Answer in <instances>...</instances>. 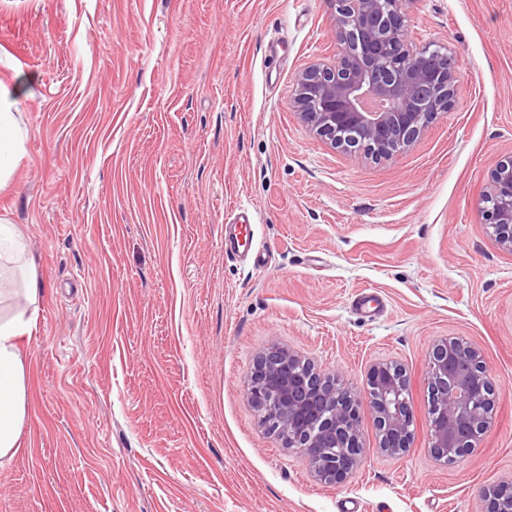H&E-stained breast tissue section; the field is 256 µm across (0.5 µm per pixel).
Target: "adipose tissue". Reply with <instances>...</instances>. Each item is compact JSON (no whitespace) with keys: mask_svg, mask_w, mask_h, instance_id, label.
<instances>
[{"mask_svg":"<svg viewBox=\"0 0 512 512\" xmlns=\"http://www.w3.org/2000/svg\"><path fill=\"white\" fill-rule=\"evenodd\" d=\"M25 130L12 110V92L0 81V185L6 173L23 156ZM40 291L35 276L24 286L0 273V299H9L0 309V461L12 459L19 450L22 428L29 411L28 366L25 338L35 327Z\"/></svg>","mask_w":512,"mask_h":512,"instance_id":"1","label":"adipose tissue"}]
</instances>
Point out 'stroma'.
<instances>
[{
	"mask_svg": "<svg viewBox=\"0 0 512 512\" xmlns=\"http://www.w3.org/2000/svg\"><path fill=\"white\" fill-rule=\"evenodd\" d=\"M332 0H0V79L25 153L0 188L42 291L29 418L0 512H485L512 481V252L478 210L512 154V0H417L457 98L407 152L333 149L288 108L336 52ZM254 215L263 267L225 252ZM378 299L357 313L360 291ZM460 337L496 403L459 461L429 448L427 354ZM285 346L362 387L397 361L413 439L339 484L258 424L256 357Z\"/></svg>",
	"mask_w": 512,
	"mask_h": 512,
	"instance_id": "35a3bbf8",
	"label": "stroma"
}]
</instances>
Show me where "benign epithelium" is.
<instances>
[{
  "label": "benign epithelium",
  "instance_id": "obj_1",
  "mask_svg": "<svg viewBox=\"0 0 512 512\" xmlns=\"http://www.w3.org/2000/svg\"><path fill=\"white\" fill-rule=\"evenodd\" d=\"M416 0H335L336 55L310 62L293 80L288 108L334 149L381 160L409 150L454 105L453 53L446 43L411 34ZM481 217L494 241L512 251V155L493 166ZM429 447L444 463L476 446L490 427L495 390L480 352L446 337L428 354ZM406 370L395 362L369 369L363 390L343 385L286 347L257 357L248 397L261 424L301 453L322 483L356 471L363 449L360 408L368 403L378 448L399 456L409 448L413 415ZM486 512H506L512 483L486 491Z\"/></svg>",
  "mask_w": 512,
  "mask_h": 512
}]
</instances>
